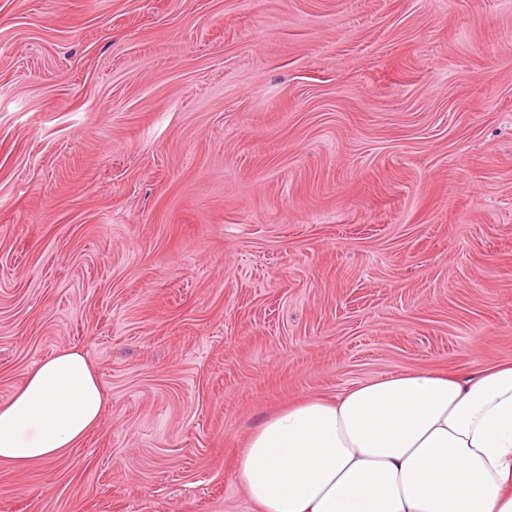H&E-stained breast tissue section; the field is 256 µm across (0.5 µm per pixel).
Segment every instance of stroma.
Returning <instances> with one entry per match:
<instances>
[{
	"label": "stroma",
	"mask_w": 512,
	"mask_h": 512,
	"mask_svg": "<svg viewBox=\"0 0 512 512\" xmlns=\"http://www.w3.org/2000/svg\"><path fill=\"white\" fill-rule=\"evenodd\" d=\"M110 403L0 512H259L265 417L512 361V0H0V404Z\"/></svg>",
	"instance_id": "stroma-1"
}]
</instances>
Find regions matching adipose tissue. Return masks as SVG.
<instances>
[{"label":"adipose tissue","mask_w":512,"mask_h":512,"mask_svg":"<svg viewBox=\"0 0 512 512\" xmlns=\"http://www.w3.org/2000/svg\"><path fill=\"white\" fill-rule=\"evenodd\" d=\"M107 405L82 352L53 354L0 404V460L63 458ZM237 474L261 512H512V363L307 398L258 425Z\"/></svg>","instance_id":"adipose-tissue-1"}]
</instances>
